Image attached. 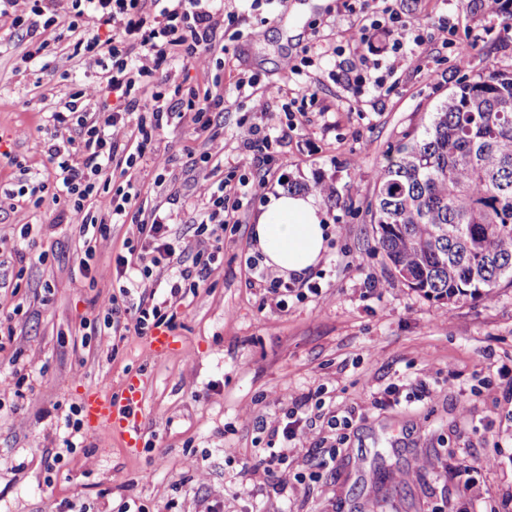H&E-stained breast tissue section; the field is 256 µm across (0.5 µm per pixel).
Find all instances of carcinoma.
Returning a JSON list of instances; mask_svg holds the SVG:
<instances>
[{
    "mask_svg": "<svg viewBox=\"0 0 512 512\" xmlns=\"http://www.w3.org/2000/svg\"><path fill=\"white\" fill-rule=\"evenodd\" d=\"M371 219L376 248L429 299L512 287V73L457 83L381 166Z\"/></svg>",
    "mask_w": 512,
    "mask_h": 512,
    "instance_id": "cac0c4a2",
    "label": "carcinoma"
}]
</instances>
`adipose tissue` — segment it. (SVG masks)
<instances>
[{"label":"adipose tissue","mask_w":512,"mask_h":512,"mask_svg":"<svg viewBox=\"0 0 512 512\" xmlns=\"http://www.w3.org/2000/svg\"><path fill=\"white\" fill-rule=\"evenodd\" d=\"M322 220L321 208L312 196L269 195L252 233L265 265L286 279L308 275L326 250Z\"/></svg>","instance_id":"obj_1"}]
</instances>
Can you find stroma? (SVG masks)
<instances>
[{"instance_id": "1", "label": "stroma", "mask_w": 512, "mask_h": 512, "mask_svg": "<svg viewBox=\"0 0 512 512\" xmlns=\"http://www.w3.org/2000/svg\"><path fill=\"white\" fill-rule=\"evenodd\" d=\"M223 3L234 19L224 25V109L212 119L224 131L225 161L204 172L190 168L187 154L203 151L205 138L172 121L157 130L133 177L149 204L192 239L203 176L226 178L230 160L240 173L252 170L251 153L235 138L248 121L275 138L266 185L244 199L204 288L176 300L181 345L166 357L149 356L140 338L110 351L78 331L112 292L113 255L129 225H113L96 283L80 277L78 234L63 225L48 262L27 266L18 292L0 288V312L15 311L18 333L14 349L0 352V378L10 379L16 355L35 387L0 419V512H61L65 501L119 512L127 499L146 512H205L215 500L223 512H512V288L450 306L426 298L394 276L371 222L379 168L428 124L459 79L452 49L426 42L419 62L399 67L393 87L365 90L352 112L336 79L339 0ZM388 4L431 27L458 25L459 41L471 46V74L512 73V33L483 13L480 0ZM27 46L22 34L0 27V136L12 139L18 157H0L2 190L15 187L22 169L43 171L48 112L91 78L71 40L42 65L23 62ZM306 51L315 60L309 77L317 100L284 138L292 97L284 60ZM249 76L256 91L282 87L267 112L253 111L250 91L237 88ZM155 157L169 162L160 186ZM319 180L337 191L320 202L328 249L309 276L320 290L289 296L279 308L246 265L252 226L270 194L292 182L307 194ZM139 370L149 378L145 446L131 452L100 434L55 462L60 437L44 409L67 413L81 386L114 387ZM391 386L396 402L371 406V394ZM423 386L435 390L433 401L417 400ZM314 393L324 402L313 420L322 445L288 448V484L279 487L259 463L267 441L259 423L275 414V396ZM330 416L349 419L345 434L327 427ZM327 449L335 458L322 469Z\"/></svg>"}]
</instances>
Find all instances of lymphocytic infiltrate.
Segmentation results:
<instances>
[{
    "instance_id": "1",
    "label": "lymphocytic infiltrate",
    "mask_w": 512,
    "mask_h": 512,
    "mask_svg": "<svg viewBox=\"0 0 512 512\" xmlns=\"http://www.w3.org/2000/svg\"><path fill=\"white\" fill-rule=\"evenodd\" d=\"M218 0H0V24L26 32L30 38L28 59L53 51L44 30L64 29L74 33L86 11H93L99 26L107 27V37L77 38L74 55L82 57L94 80L69 94L64 105L49 115L44 131V172L10 191L8 200L40 209L55 206V224L36 229L21 225L10 234H0V255L18 265L46 263V249H32V234L54 232L56 225L77 229L82 243L79 265L87 279L98 274L94 259L112 244V227L131 223L132 235L125 240L126 254L115 258L116 293L105 300L100 317L83 320L81 326L97 336L143 338L160 326H173L176 315L166 301L158 300L160 273L171 297L182 290L197 291L203 282L193 279L191 269L182 268L180 258L192 253L194 267L208 272L224 246V232L238 224V206L230 197H247L263 187L266 177L256 174L202 183L200 193L207 207L197 222L191 244H183L171 224L151 209L144 218H130V209L140 195L138 182L129 173L144 158L155 132L164 121L184 120L193 130L206 132L208 151L190 156L192 167L199 168L224 154V139L212 128L213 112L224 108L221 80L188 88L177 101H170L162 89L160 76L168 63L193 59L201 70L223 68L224 12ZM388 40L390 62L361 54L358 74L346 83L351 97H359L365 86L380 89L387 76L403 64L417 60L419 48L428 39L453 46L457 72H468L471 55L464 46L453 45L447 24L429 28L419 19L402 15L391 8L371 7L343 31L337 54L346 47L372 41L377 36ZM123 181H116L115 172ZM273 433L282 445L313 441L305 403L283 408L272 421Z\"/></svg>"
}]
</instances>
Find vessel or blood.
<instances>
[{"instance_id":"vessel-or-blood-1","label":"vessel or blood","mask_w":512,"mask_h":512,"mask_svg":"<svg viewBox=\"0 0 512 512\" xmlns=\"http://www.w3.org/2000/svg\"><path fill=\"white\" fill-rule=\"evenodd\" d=\"M146 344L153 356L162 357L172 353L179 341L170 330L160 328L153 331ZM147 384V375L137 372L127 375L113 390L85 387L81 406L87 433L95 435L105 431L118 436L125 447H139L143 438L142 405Z\"/></svg>"}]
</instances>
